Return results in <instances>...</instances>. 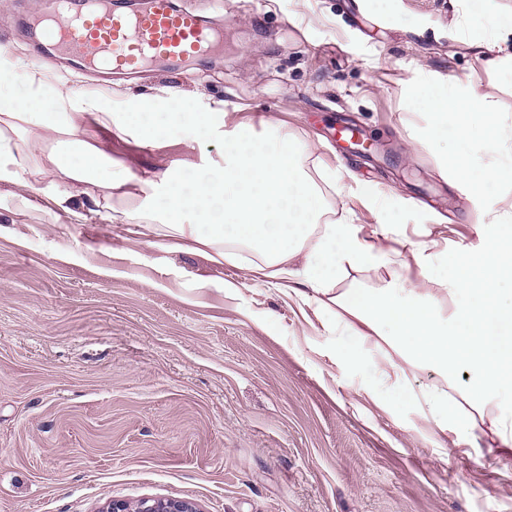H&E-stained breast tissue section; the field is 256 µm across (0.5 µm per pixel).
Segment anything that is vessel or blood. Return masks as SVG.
Instances as JSON below:
<instances>
[{
  "mask_svg": "<svg viewBox=\"0 0 512 512\" xmlns=\"http://www.w3.org/2000/svg\"><path fill=\"white\" fill-rule=\"evenodd\" d=\"M34 37L44 62L76 60L106 80L161 62L188 65L224 42L221 29L173 0H150L131 14L113 0H46Z\"/></svg>",
  "mask_w": 512,
  "mask_h": 512,
  "instance_id": "b4317fda",
  "label": "vessel or blood"
}]
</instances>
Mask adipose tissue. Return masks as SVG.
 <instances>
[{"instance_id":"adipose-tissue-1","label":"adipose tissue","mask_w":512,"mask_h":512,"mask_svg":"<svg viewBox=\"0 0 512 512\" xmlns=\"http://www.w3.org/2000/svg\"><path fill=\"white\" fill-rule=\"evenodd\" d=\"M48 97L55 101L50 112L43 107ZM171 98L164 91L112 106L104 97L53 84L45 69L21 93L11 74L0 69V185L34 188V177L47 176L49 186L23 198L24 208L61 210L81 224L87 219L76 205L82 186L119 202L129 182L122 167L77 138L85 116L105 129L134 132L147 144L184 127L221 138L223 166L203 163L188 172L174 166L158 176L169 249L191 242L208 248L212 262L238 264L267 279L300 280L309 287L303 302L327 296L349 316L337 345L347 363L363 364L371 347L383 341L405 363L443 376L464 371L470 382L461 398L480 414L496 404L505 387H512V295L505 293L512 286L511 224L497 225L491 245L477 256H448L443 282L451 305H443L425 287L436 274L426 244L412 253L418 279L394 274L382 288L332 294L329 285L338 271L391 264L392 250L362 241L356 225L320 223L323 195L303 167L307 148L297 138L280 131L265 139L250 124L227 126L220 101L207 112H175ZM421 100L444 123L486 109L483 96H467L452 86L423 93ZM22 123L36 129V136L17 140ZM42 131L65 138L46 168L34 162ZM390 390L396 401L414 407L440 432L459 433L460 415L448 394L415 395L397 380Z\"/></svg>"}]
</instances>
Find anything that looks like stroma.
I'll use <instances>...</instances> for the list:
<instances>
[{
	"label": "stroma",
	"instance_id": "1",
	"mask_svg": "<svg viewBox=\"0 0 512 512\" xmlns=\"http://www.w3.org/2000/svg\"><path fill=\"white\" fill-rule=\"evenodd\" d=\"M43 0H0V66L25 86L35 63L9 38ZM224 30L188 74L154 66L115 79L123 101L176 90L174 107L280 127L326 175L325 224L391 238L392 267L346 269L335 292L382 287L420 244L471 255L512 224V42L492 47L463 0H187ZM453 82L487 96L461 144L431 133L417 90ZM376 140L343 150L344 124ZM79 139L132 177L125 212L87 223L19 209L0 194V512H102L112 500L187 498L201 512H512V447L483 428L460 440L392 406L383 371L447 389L385 343L363 365L337 358L334 309L246 270L158 246L142 179L207 158L221 141L184 130L145 144L86 119ZM466 152L493 178L471 193L447 165ZM392 214L380 228L377 212Z\"/></svg>",
	"mask_w": 512,
	"mask_h": 512
}]
</instances>
